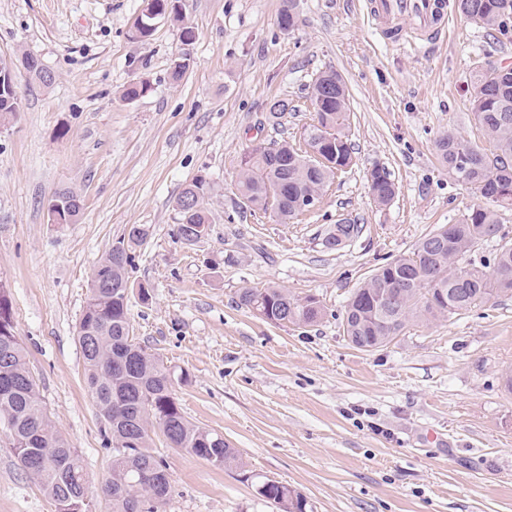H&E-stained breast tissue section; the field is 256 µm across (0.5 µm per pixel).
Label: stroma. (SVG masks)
I'll return each instance as SVG.
<instances>
[{
	"label": "stroma",
	"mask_w": 512,
	"mask_h": 512,
	"mask_svg": "<svg viewBox=\"0 0 512 512\" xmlns=\"http://www.w3.org/2000/svg\"><path fill=\"white\" fill-rule=\"evenodd\" d=\"M184 23L164 20L131 38L142 0H0V58L17 62L20 110L0 123V281L51 419L82 457L96 493L112 451L83 380L76 324L94 265L126 238L128 312L138 342L187 380L175 393L195 425L222 434L239 469L212 466L154 435L173 492L166 512H272L253 475L300 491L307 512H512V294L406 329L374 351L340 327L351 293L425 234L455 224L476 193L449 177L436 140L485 138L471 112L475 72L512 64V36L494 37L451 11L446 38L408 34L392 47L366 0H299L296 29L277 24L281 0H183ZM195 32L183 45L182 26ZM190 68L173 80L172 63ZM30 54L51 86L21 68ZM344 79L353 164L317 205L288 224L251 215L235 180L244 153L299 140L310 85ZM149 91L124 100V88ZM294 112L271 125L268 106ZM385 167L398 186L376 207L366 175ZM211 184L207 235L175 234L176 199L198 176ZM81 196L76 223H50L56 194ZM362 224L340 250L323 245L336 221ZM275 284L316 296V324L275 325L238 307L246 288ZM148 297H141V290ZM437 433L439 443L428 439ZM0 512H54L0 433Z\"/></svg>",
	"instance_id": "1"
}]
</instances>
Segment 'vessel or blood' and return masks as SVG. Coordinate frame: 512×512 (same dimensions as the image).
Here are the masks:
<instances>
[{"label":"vessel or blood","mask_w":512,"mask_h":512,"mask_svg":"<svg viewBox=\"0 0 512 512\" xmlns=\"http://www.w3.org/2000/svg\"><path fill=\"white\" fill-rule=\"evenodd\" d=\"M369 14L391 43L403 29L429 41L440 39L448 23L447 0H367Z\"/></svg>","instance_id":"vessel-or-blood-1"}]
</instances>
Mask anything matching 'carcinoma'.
<instances>
[{"mask_svg": "<svg viewBox=\"0 0 512 512\" xmlns=\"http://www.w3.org/2000/svg\"><path fill=\"white\" fill-rule=\"evenodd\" d=\"M161 6L163 19L182 20L180 0H147ZM466 19L506 36L512 21V0H455ZM298 0H282L281 31L290 33L298 21ZM158 19L143 16L134 23L132 38L148 39ZM472 112L491 148H481L450 130L436 142L440 163L448 175L485 199L457 224H445L424 236L413 250L388 262L351 294L341 320L343 333L354 347L373 351L390 344L408 326L463 314L493 295L512 293V242L497 248L491 273L461 261L478 240L494 237L503 210L512 209V67L491 65L473 76ZM310 101L314 117L304 128L303 149L284 140L252 149L240 163L236 189L250 211L288 223L303 214L304 197L322 196L337 174L353 162L346 132L348 92L333 70L313 83ZM20 111L11 91L0 93V119ZM316 149L320 158L309 154ZM371 199L383 207L397 186L383 167L367 176ZM209 183L199 177L180 197L193 207L179 210L176 235L185 239L189 228L208 231L206 198ZM363 225L341 219L327 232L324 246L338 250L359 237ZM111 249L94 266L90 295L83 308V334L77 336L83 354V377L100 417L105 422L106 446L112 447L110 477L101 493L112 512H159L171 497L165 461L152 452L151 432H162L169 447L184 448L218 468L242 466L236 449L224 436L186 419L177 399L171 369L130 334L128 299L119 288L128 280L130 255L118 264ZM245 307L273 324L312 326L324 309L313 295L295 297L267 285L246 288L238 296ZM0 431L9 440L20 466L34 478L55 506V512H92L90 484L78 451L56 430L42 405L26 352L15 334L6 286L0 282ZM264 501L276 512H306L307 500L297 490L278 483Z\"/></svg>", "mask_w": 512, "mask_h": 512, "instance_id": "obj_1", "label": "carcinoma"}]
</instances>
